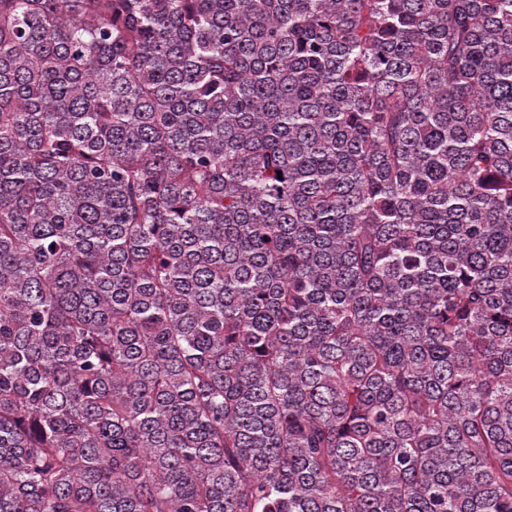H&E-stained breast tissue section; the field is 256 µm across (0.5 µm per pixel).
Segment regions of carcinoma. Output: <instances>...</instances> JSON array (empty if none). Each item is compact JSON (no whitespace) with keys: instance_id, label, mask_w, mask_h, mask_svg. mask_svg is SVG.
Returning <instances> with one entry per match:
<instances>
[{"instance_id":"cac0c4a2","label":"carcinoma","mask_w":512,"mask_h":512,"mask_svg":"<svg viewBox=\"0 0 512 512\" xmlns=\"http://www.w3.org/2000/svg\"><path fill=\"white\" fill-rule=\"evenodd\" d=\"M0 512H512V0H0Z\"/></svg>"}]
</instances>
